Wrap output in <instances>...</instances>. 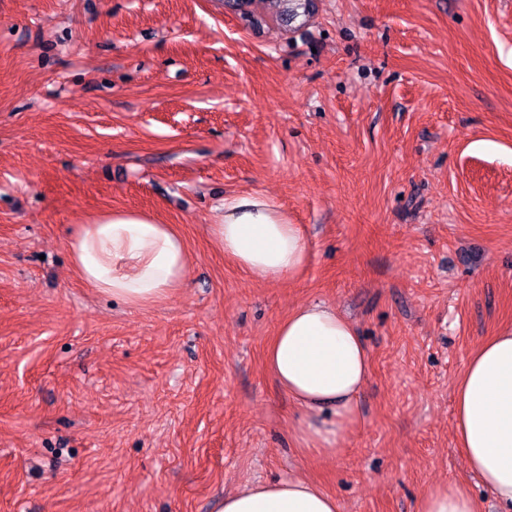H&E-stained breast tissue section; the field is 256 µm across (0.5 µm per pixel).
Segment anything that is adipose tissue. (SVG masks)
Wrapping results in <instances>:
<instances>
[{
    "label": "adipose tissue",
    "instance_id": "1",
    "mask_svg": "<svg viewBox=\"0 0 512 512\" xmlns=\"http://www.w3.org/2000/svg\"><path fill=\"white\" fill-rule=\"evenodd\" d=\"M211 236L226 258L259 281L298 275L309 259L301 225L261 196L225 205ZM69 250L80 280L130 308L168 299L186 284L189 254L172 225L139 211H120L76 225ZM267 365L297 411L296 430L322 453L337 450L360 424V394L371 374L355 326L324 303L303 305L280 324ZM456 447L470 471L512 512V325L481 342L454 386ZM339 502L299 477L258 483L228 495L219 512H339ZM461 481L439 483L420 497L417 512H482Z\"/></svg>",
    "mask_w": 512,
    "mask_h": 512
}]
</instances>
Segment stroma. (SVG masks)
Returning <instances> with one entry per match:
<instances>
[{
	"label": "stroma",
	"mask_w": 512,
	"mask_h": 512,
	"mask_svg": "<svg viewBox=\"0 0 512 512\" xmlns=\"http://www.w3.org/2000/svg\"><path fill=\"white\" fill-rule=\"evenodd\" d=\"M0 0V512H217L303 477L340 512H417L458 480L453 386L512 324V0ZM305 229L297 278L213 244L225 202ZM115 210L173 225L187 285L128 308L68 239ZM349 318L372 366L326 455L265 365L295 308Z\"/></svg>",
	"instance_id": "obj_1"
}]
</instances>
